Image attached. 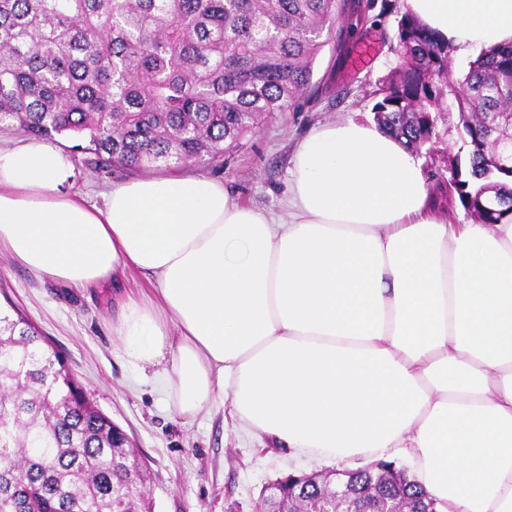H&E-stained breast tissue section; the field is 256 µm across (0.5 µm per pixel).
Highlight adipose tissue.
<instances>
[{
    "mask_svg": "<svg viewBox=\"0 0 512 512\" xmlns=\"http://www.w3.org/2000/svg\"><path fill=\"white\" fill-rule=\"evenodd\" d=\"M404 8L452 51L512 43V0ZM73 177L1 142L0 250L76 287L152 275L112 329L183 417L220 391L291 458L406 456L438 512H512V222L438 219L418 155L353 120L298 143L284 217L205 176Z\"/></svg>",
    "mask_w": 512,
    "mask_h": 512,
    "instance_id": "adipose-tissue-1",
    "label": "adipose tissue"
}]
</instances>
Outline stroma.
I'll use <instances>...</instances> for the list:
<instances>
[{
	"mask_svg": "<svg viewBox=\"0 0 512 512\" xmlns=\"http://www.w3.org/2000/svg\"><path fill=\"white\" fill-rule=\"evenodd\" d=\"M404 13L402 0H339L311 90L289 111L269 114L257 133L226 153L223 167L191 162L180 174L223 181L233 202L280 210L298 142L328 123L373 120L374 93L402 61L397 24ZM437 132L423 160L430 185L468 163L452 96L443 98ZM54 142L74 167V190L97 194L133 177L128 170L96 168L76 138ZM0 302L40 329L89 401L129 436L151 469L153 512H254L265 483L308 471V464L240 431L223 396L195 418L181 416L158 382L123 355L112 331L117 302L110 287L64 288L0 255Z\"/></svg>",
	"mask_w": 512,
	"mask_h": 512,
	"instance_id": "stroma-1",
	"label": "stroma"
}]
</instances>
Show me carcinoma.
<instances>
[{"instance_id":"obj_1","label":"carcinoma","mask_w":512,"mask_h":512,"mask_svg":"<svg viewBox=\"0 0 512 512\" xmlns=\"http://www.w3.org/2000/svg\"><path fill=\"white\" fill-rule=\"evenodd\" d=\"M338 16L336 0H0V130L75 136L96 167L224 166L226 150L285 112L310 87ZM403 63L376 91L377 125L419 151L437 139L442 83L469 146L468 178L437 182L481 224L512 216V162L494 143L512 133V44L492 46L452 78L448 46L405 15ZM0 512H149L147 464L83 395L21 314L0 311ZM392 463L351 469L354 498L435 512ZM325 483L289 473L277 507L318 499Z\"/></svg>"}]
</instances>
